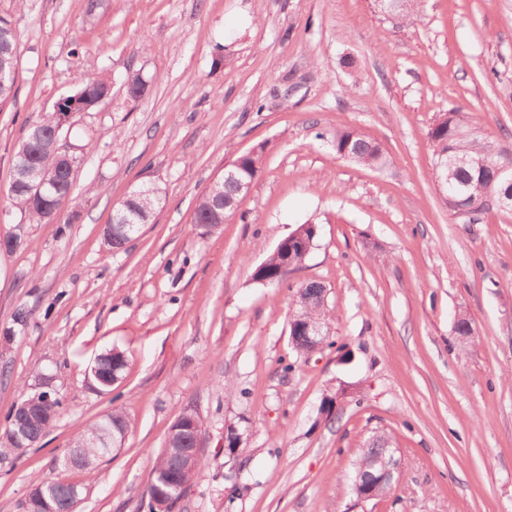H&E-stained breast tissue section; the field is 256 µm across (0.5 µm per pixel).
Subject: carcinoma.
I'll return each mask as SVG.
<instances>
[{
    "label": "carcinoma",
    "instance_id": "carcinoma-1",
    "mask_svg": "<svg viewBox=\"0 0 512 512\" xmlns=\"http://www.w3.org/2000/svg\"><path fill=\"white\" fill-rule=\"evenodd\" d=\"M17 33L12 22L6 17H0V104L14 95L17 76ZM147 83L138 73H130L126 77V90L130 98L137 100L146 91ZM112 84L105 77H88L80 80L78 87L70 95L61 98L53 111L45 114L28 130L22 147L26 156L15 154L13 160V180L11 185V203L21 215L20 224L14 239L23 237L24 224L53 223L60 218L62 212L70 210V216L78 215L77 204L72 198L69 185L63 182L61 172L62 161L57 153L49 148L56 128L67 117L72 118L80 112H86L96 107L108 97ZM468 123L467 113L456 110L441 115L428 131V137L433 144L435 161H446L448 156H472L485 158L494 164L512 167L511 160H502L491 142L478 143L463 135V129ZM336 154L368 167H380L383 164L384 152L377 141L364 135L356 129H346L336 132L333 139ZM44 181L52 183V187L41 198L30 192L31 187ZM434 183L448 212L463 220V223L478 222L489 209L482 201L489 193L499 189L492 183L491 173L481 171L476 167H459L454 177L447 180L434 172ZM224 191V199L238 200L236 185L233 181L224 182V188H209L198 199L193 213V223L217 225L224 219V212L217 211L213 206V198L218 191ZM124 211L140 212L137 224H148L152 221L156 207L134 198L126 201ZM255 280L268 281V285H278L284 277L280 275L279 255L271 252L263 261L261 269L256 273ZM325 286L317 281H311L298 290V318L324 320L325 305L320 295ZM126 368L125 355L117 350H109L100 354L91 369L92 376L98 386L104 390L111 388L112 374L123 376ZM62 401L53 388L45 389L40 395L39 403L28 409L25 402L13 406L7 414L8 426L6 431L17 428L19 416H24L21 436L0 440V457L20 456L34 446L54 423ZM130 429L128 417L119 410L104 415L87 432L74 441L69 453L62 457L61 465L79 468H91L102 457L112 452L110 448L102 447L95 436L112 434L127 436ZM193 438L184 436L181 432L171 435L169 447L161 451L152 468L147 487L148 498L157 495L179 499L176 488L178 475L193 471L200 473L204 468L203 458L189 456L183 449L191 447ZM393 444L384 434L374 435L372 442L363 450L360 461L388 454ZM83 489L72 483L41 480L34 485L32 493L21 503L22 512H41V501H46L52 512H74L76 500L80 499Z\"/></svg>",
    "mask_w": 512,
    "mask_h": 512
}]
</instances>
